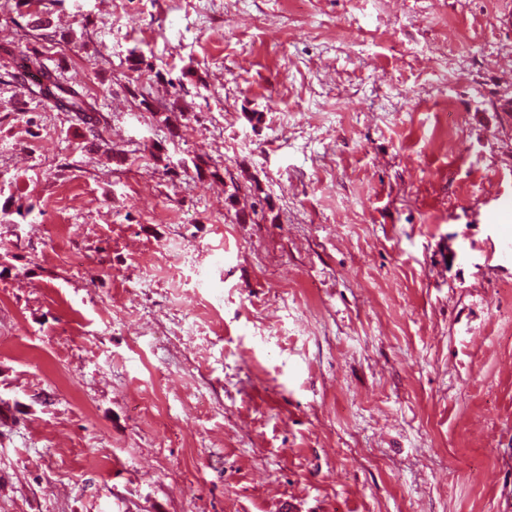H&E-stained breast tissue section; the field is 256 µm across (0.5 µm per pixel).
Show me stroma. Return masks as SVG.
Instances as JSON below:
<instances>
[{
    "instance_id": "obj_1",
    "label": "stroma",
    "mask_w": 512,
    "mask_h": 512,
    "mask_svg": "<svg viewBox=\"0 0 512 512\" xmlns=\"http://www.w3.org/2000/svg\"><path fill=\"white\" fill-rule=\"evenodd\" d=\"M31 47L102 139L0 79V512H512V0H0Z\"/></svg>"
}]
</instances>
